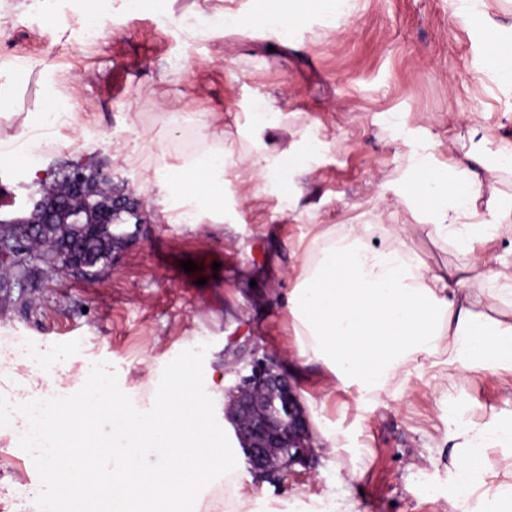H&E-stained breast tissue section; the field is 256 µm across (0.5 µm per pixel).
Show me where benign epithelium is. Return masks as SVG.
<instances>
[{
  "label": "benign epithelium",
  "instance_id": "obj_1",
  "mask_svg": "<svg viewBox=\"0 0 512 512\" xmlns=\"http://www.w3.org/2000/svg\"><path fill=\"white\" fill-rule=\"evenodd\" d=\"M68 190L42 186L34 203L38 219L5 218L0 215V288L19 290L25 299L30 272L36 263L49 271L80 274L92 265L91 255H78L67 236L57 239L48 250L35 248L36 241L49 237L59 224L95 237L112 234V249L105 265L113 263L135 239L147 213L138 201L120 194L105 175H87L80 168L67 174ZM128 215L134 230L111 224V217ZM258 348L228 351L232 364L251 366L238 382L224 390V419L232 426L243 449L249 471L262 481H275L310 468L314 459L312 434L299 393L288 374L271 358L257 357Z\"/></svg>",
  "mask_w": 512,
  "mask_h": 512
}]
</instances>
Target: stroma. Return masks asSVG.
Returning <instances> with one entry per match:
<instances>
[{
    "instance_id": "stroma-1",
    "label": "stroma",
    "mask_w": 512,
    "mask_h": 512,
    "mask_svg": "<svg viewBox=\"0 0 512 512\" xmlns=\"http://www.w3.org/2000/svg\"><path fill=\"white\" fill-rule=\"evenodd\" d=\"M486 2L488 18L476 30L457 24L451 0H356L335 31L326 28V13L312 10L284 33L253 25L191 38L179 18L202 25L225 9L251 15L255 0H174L166 25L150 0H112L111 10L97 15L101 35L93 42L80 36L85 0L72 6L69 20L29 5L0 35V65L34 61L14 87V105L59 147L39 161L37 178L10 148L0 149V211L28 210L40 178L69 163L109 173L115 189L144 201L149 222L114 266L89 275L38 271L25 307L0 292V336L19 337L36 351L51 339L69 351L68 362L49 364L71 390L79 356L87 354L109 368L114 391L142 411L141 359L163 384L190 354L197 368L223 373L229 387L237 381L224 363L230 341L282 364L292 360L279 301L293 285L291 245L312 248L321 224H368L369 243L387 245L388 226L412 223V215L403 205L373 214L369 199H395L412 150L428 147L444 167L469 114L496 131L478 152L493 160L512 149V87L480 67L482 31L512 35V0ZM52 98L68 103L78 128L46 124ZM263 100L279 109L264 131L251 117ZM174 108L211 113L240 157L294 145L309 173L285 168L268 184L243 186L228 166L222 214L193 209L169 188L168 168L182 162L180 135L166 118ZM144 136L149 147L133 159ZM188 208L191 222L169 223V215ZM311 211L317 220L308 219ZM188 259L196 271L181 268ZM430 376L423 370L397 399L367 412L361 433L353 400L337 394L330 418L363 453L333 458L323 451L311 470L259 485L255 512H310L316 495L349 500L354 512H449V407L476 417L489 408L512 410V388L472 374L455 380L445 400L428 390ZM45 463L0 418V477L14 483L0 512H45L54 497L41 482ZM352 468L359 472L353 481Z\"/></svg>"
}]
</instances>
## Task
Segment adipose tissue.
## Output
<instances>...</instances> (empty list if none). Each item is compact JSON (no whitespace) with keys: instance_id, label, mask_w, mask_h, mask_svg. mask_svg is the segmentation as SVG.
Returning a JSON list of instances; mask_svg holds the SVG:
<instances>
[{"instance_id":"obj_1","label":"adipose tissue","mask_w":512,"mask_h":512,"mask_svg":"<svg viewBox=\"0 0 512 512\" xmlns=\"http://www.w3.org/2000/svg\"><path fill=\"white\" fill-rule=\"evenodd\" d=\"M471 133L449 148L446 167L435 168L426 151L410 155L400 196L430 236L454 248L456 264L428 266L408 245L412 224L391 225L384 248L368 243L369 225L327 228L283 296L298 366L327 370L358 411L397 398L426 364L432 391L443 396L473 373L512 387V261L497 252L499 240L512 238V194L499 188L504 167L473 150L472 137L492 142L493 128L478 122ZM233 156L221 147L206 166L171 167L172 191L211 206L208 190L223 184ZM486 307L496 317H484ZM36 361L21 346L0 353V411L35 422L48 460L43 483L58 512H87L94 494L99 512H246L257 481L213 433L198 373L152 387L141 412L114 393L104 366L85 363L69 397ZM448 443L453 512H512V411L492 409L479 421L449 412ZM498 451L509 462L494 472L488 461ZM218 471L226 478L220 491Z\"/></svg>"}]
</instances>
